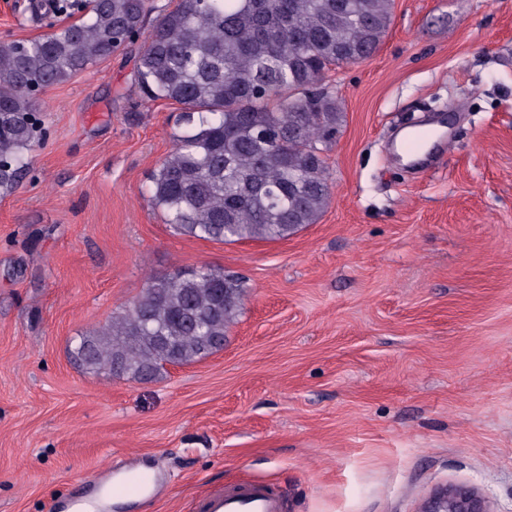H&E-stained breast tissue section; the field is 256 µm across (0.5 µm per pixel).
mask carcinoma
I'll list each match as a JSON object with an SVG mask.
<instances>
[{"label": "carcinoma", "mask_w": 512, "mask_h": 512, "mask_svg": "<svg viewBox=\"0 0 512 512\" xmlns=\"http://www.w3.org/2000/svg\"><path fill=\"white\" fill-rule=\"evenodd\" d=\"M394 0H178L138 52L147 101L183 107L184 128L153 173L149 203L179 234L284 240L329 204L324 149L341 105L327 74L380 48ZM150 0H87L74 23L0 43V187L39 143L36 95L140 36ZM247 295L237 275L203 266L151 280L129 306L77 341L93 373L152 380L224 348Z\"/></svg>", "instance_id": "carcinoma-1"}]
</instances>
